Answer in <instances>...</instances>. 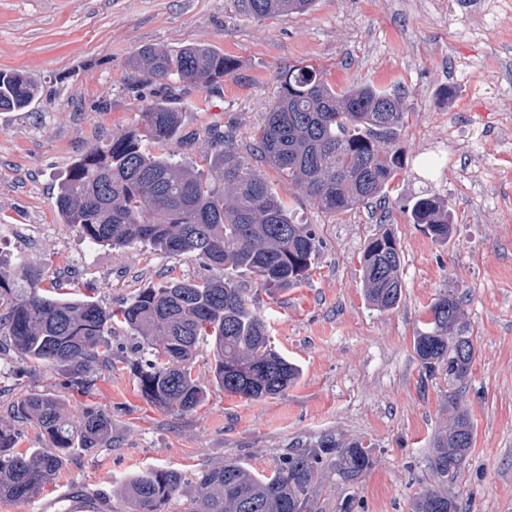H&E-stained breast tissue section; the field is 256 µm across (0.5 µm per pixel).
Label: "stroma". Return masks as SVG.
<instances>
[{"label":"stroma","mask_w":512,"mask_h":512,"mask_svg":"<svg viewBox=\"0 0 512 512\" xmlns=\"http://www.w3.org/2000/svg\"><path fill=\"white\" fill-rule=\"evenodd\" d=\"M191 43L234 56L239 67L220 92L184 95L185 129L232 117L243 144L288 66L315 67L339 90L364 82L402 90L403 169L385 219L368 205L327 217L270 165L250 161L321 241L309 278L294 288L272 295L252 274L233 275L272 348L300 369L283 394L224 393L204 346L193 373L206 401L167 411L141 394L120 323L112 327L114 367L93 374L85 390L70 386L67 367L0 349V425L17 450L44 444L38 430L8 417L22 393L60 395L75 415L92 407L112 416L111 449L74 451L42 493L0 501V512H128L116 487L146 468L190 477L228 458L267 474L328 433L374 446L377 462L349 489L325 470L314 512H340L348 496L362 512H411L415 495L433 484L432 441L451 423L453 391L475 434L451 492L461 512H512V140L500 134L512 122V8L484 14L478 0H315L307 13L258 21L237 0H0V71L24 72L38 90L31 107L0 112L1 265L24 259L43 289L57 276L78 280L89 286L85 299L114 309L167 279L203 275L191 258L90 244L55 205L71 166L134 124L146 88L127 67L133 52ZM425 193L448 202V242L412 221ZM385 229L402 251L401 300L388 311L367 300L360 264L367 241ZM449 288L465 296L476 344L469 379L453 387L444 372H426L414 351L428 305Z\"/></svg>","instance_id":"1"}]
</instances>
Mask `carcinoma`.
<instances>
[{"label": "carcinoma", "instance_id": "1", "mask_svg": "<svg viewBox=\"0 0 512 512\" xmlns=\"http://www.w3.org/2000/svg\"><path fill=\"white\" fill-rule=\"evenodd\" d=\"M314 0H242L245 12L261 20L307 12ZM128 68L147 76L152 100L138 104L139 118L126 130L92 146L61 184L56 207L63 223L95 244L147 246L170 256H188L212 275L197 282L173 278L143 288L114 312L71 296L72 284L36 288L22 263L0 265V335L23 361L68 367L72 382L85 388L91 375L112 366L115 317L136 339L140 391L158 406L194 410L206 390L192 375L200 343L210 345L218 387L227 394L262 399L285 392L299 377L296 364L274 351L264 320L247 307L244 289L224 277L245 270L269 291L302 283L313 268L319 237L312 224L296 223L288 203L261 175L247 170L240 155L237 124H210L205 139L219 163L200 169L175 153L154 154L148 145L181 139L179 91L201 87L219 92L237 60L204 45H148L129 58ZM35 88L20 73L0 72V112L28 108ZM405 123L402 96L370 83L340 91L310 66H290L279 78L278 96L250 147L280 177L298 188L326 216L384 200L403 168L397 147ZM414 223L448 241V205L434 194L412 206ZM400 247L384 230L362 255L367 300L382 310L401 299ZM462 298L453 289L428 307L427 329L414 340L426 371L440 368L448 383L465 380L476 348L469 324L461 320ZM13 421L39 429L46 447L15 449L11 430L0 427V500L38 494L72 448L112 447V416L87 409L72 417L49 392L17 397ZM474 439L467 412L456 410L451 425L434 438L429 460L437 486L417 494L412 512H460L448 483L457 477ZM376 458L358 441L326 435L316 448L291 452L269 477L234 459L200 467L191 480L175 471L149 468L125 478L118 494L131 512H164L185 482L194 495L184 512H310L322 467H333L339 484L351 486L370 472Z\"/></svg>", "mask_w": 512, "mask_h": 512}]
</instances>
